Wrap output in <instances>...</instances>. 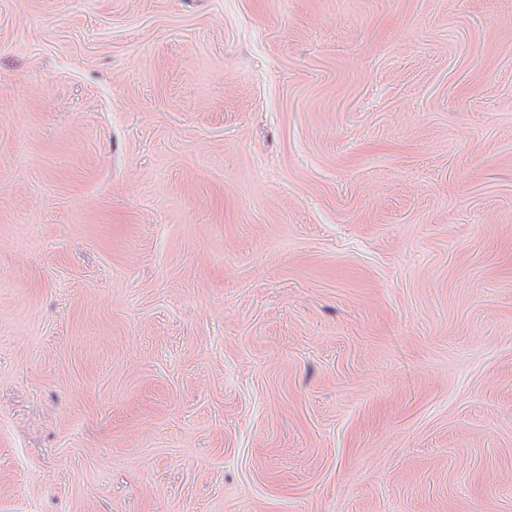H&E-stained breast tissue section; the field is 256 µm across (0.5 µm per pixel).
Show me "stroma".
Segmentation results:
<instances>
[{
	"label": "stroma",
	"instance_id": "1",
	"mask_svg": "<svg viewBox=\"0 0 512 512\" xmlns=\"http://www.w3.org/2000/svg\"><path fill=\"white\" fill-rule=\"evenodd\" d=\"M0 512H512V0H0Z\"/></svg>",
	"mask_w": 512,
	"mask_h": 512
}]
</instances>
